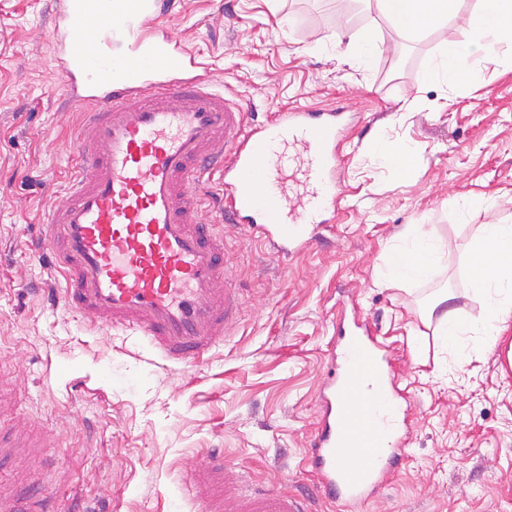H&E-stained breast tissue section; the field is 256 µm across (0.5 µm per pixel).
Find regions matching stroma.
<instances>
[{
    "label": "stroma",
    "mask_w": 512,
    "mask_h": 512,
    "mask_svg": "<svg viewBox=\"0 0 512 512\" xmlns=\"http://www.w3.org/2000/svg\"><path fill=\"white\" fill-rule=\"evenodd\" d=\"M160 25L213 62L215 89L245 127L296 108H339L342 210L331 232L290 258L245 224L224 227V268L243 290L240 319L200 365L165 362L129 329L90 326L50 303L56 270L31 254L75 174L78 111L51 65L53 0H0V419L21 445L0 460V491L38 484L58 512H168L185 474L220 448L233 475L347 512L315 492L304 458L320 414L337 319L366 321L411 397L407 459L359 512H512V321L496 347L470 332L452 348L424 321L432 293L478 314L467 250L481 225L512 222V51L463 64L481 80L434 82L431 59L467 37L464 0L447 26L413 41L353 0L352 33L380 45L371 63L337 37L336 0H169ZM382 141L409 143L413 166L379 162ZM476 204L460 212L462 197ZM410 224L447 249L432 279L381 275Z\"/></svg>",
    "instance_id": "obj_1"
}]
</instances>
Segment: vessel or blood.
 Returning a JSON list of instances; mask_svg holds the SVG:
<instances>
[{
    "mask_svg": "<svg viewBox=\"0 0 512 512\" xmlns=\"http://www.w3.org/2000/svg\"><path fill=\"white\" fill-rule=\"evenodd\" d=\"M164 0H55L52 62L69 107H83L78 173L37 253L62 276L61 299L93 326L125 328L173 364L203 362L229 336L242 293L224 270V227L200 224L199 186L224 181L225 220L275 252L312 246L343 193L345 118L299 109L244 130L208 63L153 32ZM303 193L288 196L283 172ZM305 464L325 497L367 503L406 459L407 418L387 348L341 337ZM223 452L185 481L204 512H307L299 497L230 488Z\"/></svg>",
    "mask_w": 512,
    "mask_h": 512,
    "instance_id": "obj_1",
    "label": "vessel or blood"
}]
</instances>
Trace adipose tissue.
<instances>
[{
    "label": "adipose tissue",
    "mask_w": 512,
    "mask_h": 512,
    "mask_svg": "<svg viewBox=\"0 0 512 512\" xmlns=\"http://www.w3.org/2000/svg\"><path fill=\"white\" fill-rule=\"evenodd\" d=\"M463 0H378L391 16L399 34L406 39L447 24ZM468 36L435 56L429 71L436 81L453 85L460 76V64L474 49L485 52V62H495V50L512 46V0H486L483 8L469 15ZM471 261H483L479 274L471 275L470 287L484 300L478 319L471 320L451 308L447 290L436 292L428 316L436 323V334L449 344L471 328L482 329L491 343H498L508 320L512 319V224L483 225L472 245ZM445 246L424 225L412 224L402 234V243L387 261L382 274L404 284L428 280L442 266Z\"/></svg>",
    "instance_id": "obj_1"
}]
</instances>
